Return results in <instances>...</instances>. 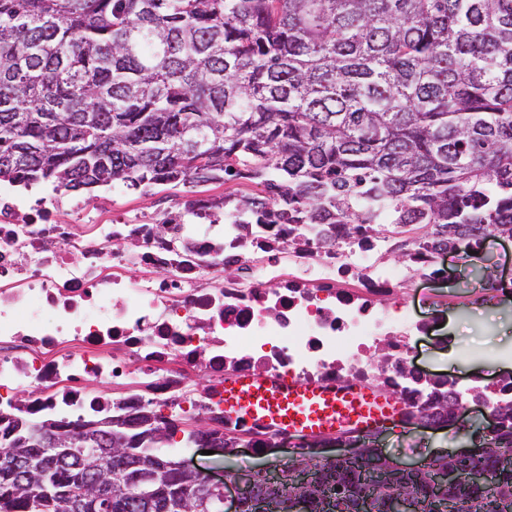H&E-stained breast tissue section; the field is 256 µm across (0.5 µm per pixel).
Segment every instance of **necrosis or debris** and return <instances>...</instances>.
I'll return each instance as SVG.
<instances>
[{"mask_svg":"<svg viewBox=\"0 0 512 512\" xmlns=\"http://www.w3.org/2000/svg\"><path fill=\"white\" fill-rule=\"evenodd\" d=\"M79 212L65 192L0 186V415L87 421L153 405L261 454L310 441L226 417V380L351 382L396 395L409 422L451 386L411 365L431 324L404 303L444 251L408 241L394 265L376 236L323 247L313 225L207 200L89 229Z\"/></svg>","mask_w":512,"mask_h":512,"instance_id":"4bbe7bcc","label":"necrosis or debris"}]
</instances>
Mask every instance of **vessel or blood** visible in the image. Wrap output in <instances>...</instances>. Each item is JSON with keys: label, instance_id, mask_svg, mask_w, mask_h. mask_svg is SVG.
I'll return each instance as SVG.
<instances>
[{"label": "vessel or blood", "instance_id": "vessel-or-blood-1", "mask_svg": "<svg viewBox=\"0 0 512 512\" xmlns=\"http://www.w3.org/2000/svg\"><path fill=\"white\" fill-rule=\"evenodd\" d=\"M224 410L248 422L275 421L288 434L313 437L349 426L372 433L401 416L392 398L357 386L306 385L241 376L224 386Z\"/></svg>", "mask_w": 512, "mask_h": 512}]
</instances>
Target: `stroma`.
Wrapping results in <instances>:
<instances>
[{
    "label": "stroma",
    "instance_id": "stroma-1",
    "mask_svg": "<svg viewBox=\"0 0 512 512\" xmlns=\"http://www.w3.org/2000/svg\"><path fill=\"white\" fill-rule=\"evenodd\" d=\"M259 181L237 179L225 182L157 185L149 192L132 190L117 183L93 194L83 195L82 209L93 216L113 212H161L184 206L191 198L219 200L227 196H266ZM446 279L432 283L436 294L451 296L455 309L442 320L440 335L419 337L414 349L416 367L433 374L456 378L460 387L471 381H494L512 375V302H490L480 309L469 306V269L464 260L446 261ZM468 437L454 436L451 430L431 432L415 425H395L381 436L386 451L408 462L429 459L436 450L468 445Z\"/></svg>",
    "mask_w": 512,
    "mask_h": 512
}]
</instances>
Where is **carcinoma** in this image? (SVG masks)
<instances>
[{"label":"carcinoma","mask_w":512,"mask_h":512,"mask_svg":"<svg viewBox=\"0 0 512 512\" xmlns=\"http://www.w3.org/2000/svg\"><path fill=\"white\" fill-rule=\"evenodd\" d=\"M258 180L247 216L351 235L416 234L450 251L512 238V0H0V182L89 191ZM428 419H453L438 397ZM85 452L61 458L54 421L9 419L0 455L50 473L36 508L0 461V512H131L120 487L154 464L122 448L158 443L148 417L105 432L74 423ZM470 457L401 473L380 448L295 460L258 477L243 512H512V409ZM478 463L489 479L448 486ZM201 480L168 470L142 512H177Z\"/></svg>","instance_id":"carcinoma-1"}]
</instances>
